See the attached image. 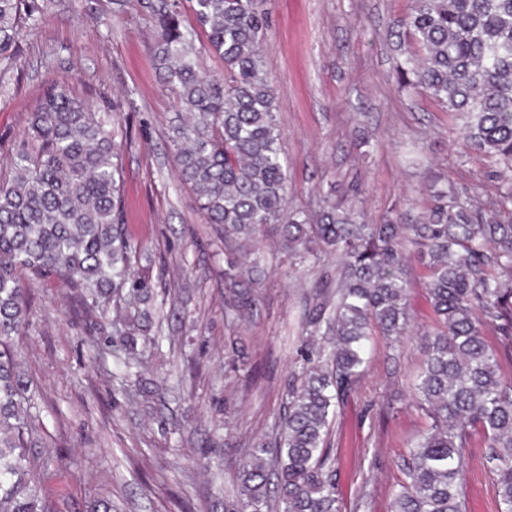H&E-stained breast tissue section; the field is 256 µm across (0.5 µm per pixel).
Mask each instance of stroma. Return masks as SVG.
<instances>
[{"instance_id": "35a3bbf8", "label": "stroma", "mask_w": 512, "mask_h": 512, "mask_svg": "<svg viewBox=\"0 0 512 512\" xmlns=\"http://www.w3.org/2000/svg\"><path fill=\"white\" fill-rule=\"evenodd\" d=\"M288 157L293 206L335 189L366 224L421 223L428 186L494 196L495 159L465 149L458 121L424 91L398 86L393 34L411 0H255ZM154 32L135 11L102 0L49 10L0 71V169L29 112L57 81L105 112L124 147L121 201L132 266L157 283L163 316L140 345L137 396L121 378L110 318L73 289L27 283L29 326L15 340L38 388L30 454L56 512H224L248 448L277 432L289 370L300 365L303 294L316 275L265 232L260 304L237 318L224 296V248L176 174L167 139L171 95L152 66ZM414 329L434 323L426 274L408 254ZM416 342L375 337L368 373L332 425L342 512H390L400 464L426 419L407 383ZM488 449L466 463L468 512H495Z\"/></svg>"}]
</instances>
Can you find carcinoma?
<instances>
[{
	"instance_id": "cac0c4a2",
	"label": "carcinoma",
	"mask_w": 512,
	"mask_h": 512,
	"mask_svg": "<svg viewBox=\"0 0 512 512\" xmlns=\"http://www.w3.org/2000/svg\"><path fill=\"white\" fill-rule=\"evenodd\" d=\"M60 0H0V69L23 33ZM157 39L153 68L177 110L169 141L179 180L224 244L252 241L272 226L301 262L320 245L336 253L303 314L299 370L284 383L281 430L250 449L236 500L224 512H340L331 423L364 375L372 337L410 335L407 256L428 272L435 320L422 334L424 361L412 385L428 420L392 492L391 512H467L466 458L487 444L497 512H512V377L509 356L485 328L512 343V182L473 205L446 191L422 224H357L325 195L310 215L292 209L275 94L266 78L267 22L254 0H135ZM191 14L193 22L186 21ZM398 83L466 117L464 145L512 171V0H412ZM223 65L198 68L196 40ZM122 145L87 101L51 83L31 112L25 139L0 172V512H54L26 453L35 390L16 373L14 337L28 319L25 280L52 279L85 305L115 312L112 344L132 375L138 338L157 313L152 280L131 266L120 188ZM224 287L251 315L249 271L225 260Z\"/></svg>"
}]
</instances>
